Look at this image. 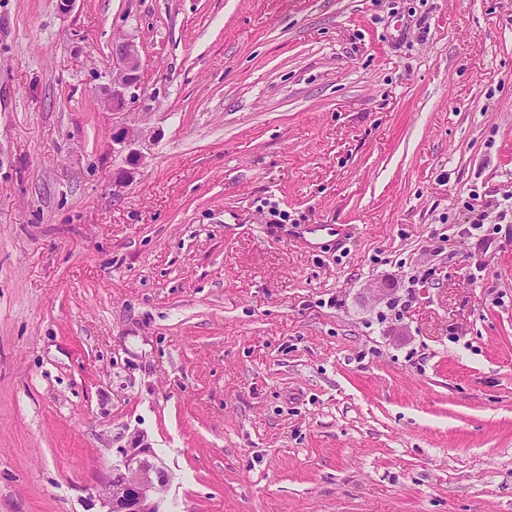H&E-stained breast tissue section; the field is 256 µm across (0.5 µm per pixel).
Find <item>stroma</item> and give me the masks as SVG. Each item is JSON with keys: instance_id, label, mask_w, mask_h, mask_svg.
Listing matches in <instances>:
<instances>
[{"instance_id": "1", "label": "stroma", "mask_w": 512, "mask_h": 512, "mask_svg": "<svg viewBox=\"0 0 512 512\" xmlns=\"http://www.w3.org/2000/svg\"><path fill=\"white\" fill-rule=\"evenodd\" d=\"M137 436L171 512H512V0H0V512ZM112 56L119 64L117 72L111 76L106 102L112 110L121 109L131 89L138 88L140 60L133 41L116 42L112 47ZM137 137V133L128 127H119L112 134V149L117 152H127L126 158L131 162L139 163L141 155L138 151L130 148ZM117 146V147H115Z\"/></svg>"}]
</instances>
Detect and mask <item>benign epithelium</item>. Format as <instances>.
I'll return each instance as SVG.
<instances>
[{
    "instance_id": "1",
    "label": "benign epithelium",
    "mask_w": 512,
    "mask_h": 512,
    "mask_svg": "<svg viewBox=\"0 0 512 512\" xmlns=\"http://www.w3.org/2000/svg\"><path fill=\"white\" fill-rule=\"evenodd\" d=\"M112 56L119 64L111 77L106 102L114 110L121 109L127 94L139 87L140 60L135 44L130 40L119 41L112 47ZM137 133L120 127L112 134L115 150L127 153V159L139 162L141 155L131 149ZM170 474L152 448L136 440L132 447L119 451V458L112 462L96 498L100 512H168L166 493Z\"/></svg>"
}]
</instances>
